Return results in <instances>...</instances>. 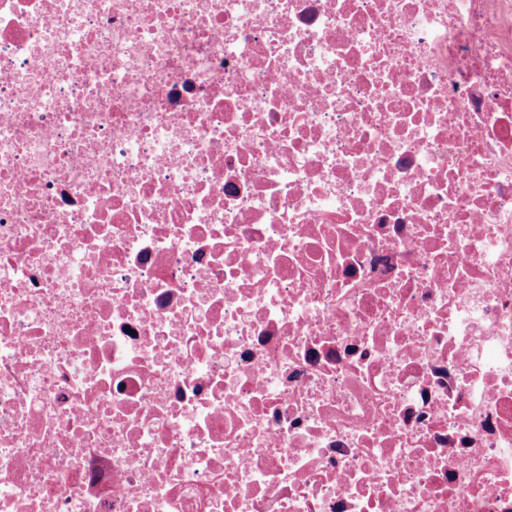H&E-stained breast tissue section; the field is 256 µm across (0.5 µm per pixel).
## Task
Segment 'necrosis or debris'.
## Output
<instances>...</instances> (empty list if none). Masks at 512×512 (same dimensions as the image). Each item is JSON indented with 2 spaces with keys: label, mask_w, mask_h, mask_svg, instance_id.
<instances>
[{
  "label": "necrosis or debris",
  "mask_w": 512,
  "mask_h": 512,
  "mask_svg": "<svg viewBox=\"0 0 512 512\" xmlns=\"http://www.w3.org/2000/svg\"><path fill=\"white\" fill-rule=\"evenodd\" d=\"M0 512H512V0H0Z\"/></svg>",
  "instance_id": "1"
}]
</instances>
